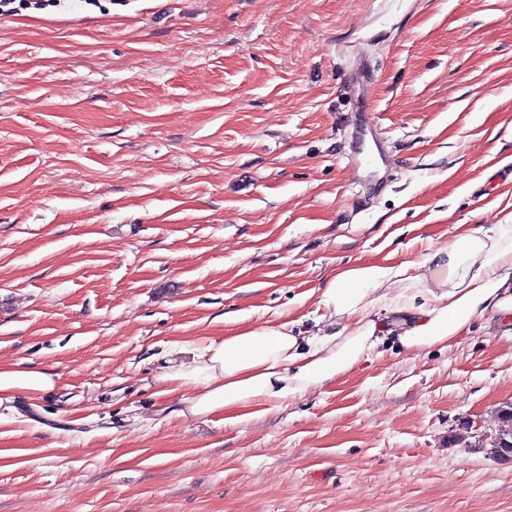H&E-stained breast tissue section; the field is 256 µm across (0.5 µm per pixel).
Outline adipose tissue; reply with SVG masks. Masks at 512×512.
Masks as SVG:
<instances>
[{
  "mask_svg": "<svg viewBox=\"0 0 512 512\" xmlns=\"http://www.w3.org/2000/svg\"><path fill=\"white\" fill-rule=\"evenodd\" d=\"M312 328L286 321L198 344L172 342L177 361L160 368L162 395L180 398V416L269 411L334 384L388 339L410 353L446 349L482 320L512 335V223L467 228L420 262L336 269L321 288ZM42 369L0 362V402L55 389Z\"/></svg>",
  "mask_w": 512,
  "mask_h": 512,
  "instance_id": "obj_1",
  "label": "adipose tissue"
}]
</instances>
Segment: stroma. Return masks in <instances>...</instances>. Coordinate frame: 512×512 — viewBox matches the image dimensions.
Returning a JSON list of instances; mask_svg holds the SVG:
<instances>
[{
  "label": "stroma",
  "mask_w": 512,
  "mask_h": 512,
  "mask_svg": "<svg viewBox=\"0 0 512 512\" xmlns=\"http://www.w3.org/2000/svg\"><path fill=\"white\" fill-rule=\"evenodd\" d=\"M0 15V512H512V337L398 345L235 424L171 341L512 222V0H16ZM369 113L392 162L351 165ZM54 376L42 369L18 370L14 365L0 362V405L14 400L17 392L41 397L55 389Z\"/></svg>",
  "instance_id": "1"
}]
</instances>
